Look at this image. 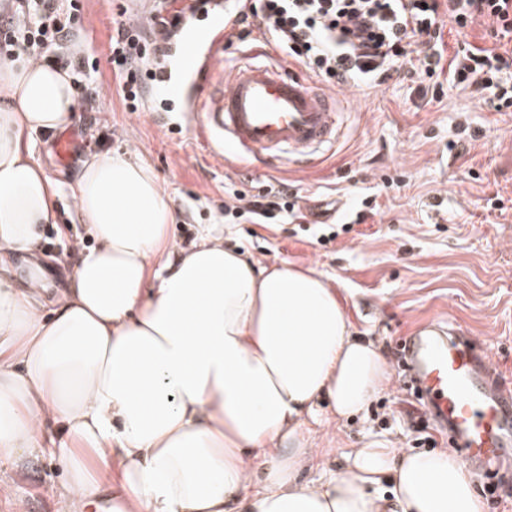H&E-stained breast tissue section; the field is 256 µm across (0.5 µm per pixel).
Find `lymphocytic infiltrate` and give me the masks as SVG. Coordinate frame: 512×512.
<instances>
[{
	"label": "lymphocytic infiltrate",
	"instance_id": "f902f5d3",
	"mask_svg": "<svg viewBox=\"0 0 512 512\" xmlns=\"http://www.w3.org/2000/svg\"><path fill=\"white\" fill-rule=\"evenodd\" d=\"M236 22L232 47L253 32L269 35L309 74L328 87L375 88L403 65L416 75L419 94L427 81L447 75L462 88L488 94L496 110L512 108V0H249ZM210 0H161L148 19L119 23L110 40L111 62L119 79L118 94L126 109L152 108L151 85L166 68L171 41L186 15L206 10ZM0 55L21 53L46 60L73 73H84L88 58L78 56L73 38L83 27L82 6L71 0H0ZM484 22L492 47L469 42L475 22ZM457 39L447 53L445 28ZM225 214L248 216L254 224H285L302 214L278 180L258 193L228 186Z\"/></svg>",
	"mask_w": 512,
	"mask_h": 512
}]
</instances>
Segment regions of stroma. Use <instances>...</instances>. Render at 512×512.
<instances>
[{
    "label": "stroma",
    "mask_w": 512,
    "mask_h": 512,
    "mask_svg": "<svg viewBox=\"0 0 512 512\" xmlns=\"http://www.w3.org/2000/svg\"><path fill=\"white\" fill-rule=\"evenodd\" d=\"M76 41L93 57L100 83L92 111L70 127L74 153L54 158L55 135L34 138L33 159L55 195L54 223L42 246L51 267L68 265V240L83 233L72 185L85 158L126 151L150 165L173 212L169 238L179 248L197 240L201 225L224 227V243L260 265L313 268L336 288L356 336L373 342L391 369L390 382L367 409L330 421L318 403L307 427L324 456L306 468L307 481L327 479L354 448L418 452L427 421L398 388L399 344L422 320L443 317L485 347L504 388L512 390V112H498L469 91L444 86L440 101L425 103L405 73L376 88H350L342 104L344 134L301 170L268 168L218 149L211 134L189 122L183 95L168 83L154 88L155 109L127 111L117 94L110 38L121 9L149 12L154 0H81ZM285 180L302 209L322 213L319 224H252L224 215V187L252 189ZM378 214L362 215L364 198ZM12 488L0 512H99L61 496L62 465L50 454H23L0 463V482ZM485 512H512V470L476 483Z\"/></svg>",
    "instance_id": "stroma-1"
}]
</instances>
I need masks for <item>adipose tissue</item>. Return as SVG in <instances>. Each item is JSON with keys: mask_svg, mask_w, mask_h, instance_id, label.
I'll list each match as a JSON object with an SVG mask.
<instances>
[{"mask_svg": "<svg viewBox=\"0 0 512 512\" xmlns=\"http://www.w3.org/2000/svg\"><path fill=\"white\" fill-rule=\"evenodd\" d=\"M76 105L69 70L0 60V461L50 453L70 498L106 490L112 512H484L446 452L355 448L325 483L301 480L316 401L355 415L389 368L314 269L255 267L210 228L164 261L172 212L145 162H83L74 205L95 243L52 287L54 195L31 145Z\"/></svg>", "mask_w": 512, "mask_h": 512, "instance_id": "adipose-tissue-1", "label": "adipose tissue"}]
</instances>
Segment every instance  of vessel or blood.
Wrapping results in <instances>:
<instances>
[{
	"mask_svg": "<svg viewBox=\"0 0 512 512\" xmlns=\"http://www.w3.org/2000/svg\"><path fill=\"white\" fill-rule=\"evenodd\" d=\"M242 9L238 0L225 4L217 36L184 38L181 72L201 88L189 113L237 155L263 165H314L339 136V99L274 61L218 67L220 33ZM400 351L405 388L423 401L449 448L480 474L502 469L512 458V395L500 390L472 339L436 318L418 326Z\"/></svg>",
	"mask_w": 512,
	"mask_h": 512,
	"instance_id": "vessel-or-blood-1",
	"label": "vessel or blood"
}]
</instances>
